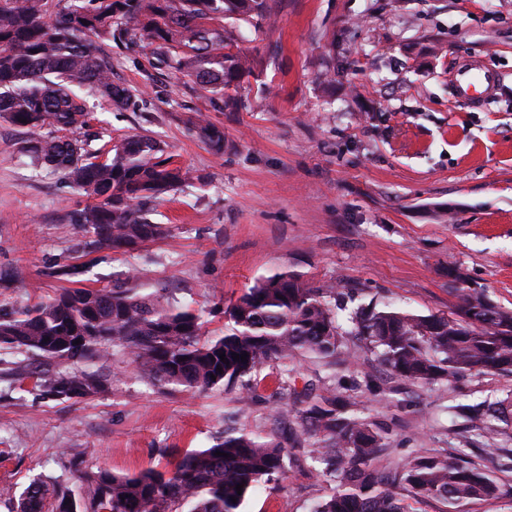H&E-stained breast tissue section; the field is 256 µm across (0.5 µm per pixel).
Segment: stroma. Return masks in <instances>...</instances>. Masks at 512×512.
Here are the masks:
<instances>
[{"label": "stroma", "instance_id": "35a3bbf8", "mask_svg": "<svg viewBox=\"0 0 512 512\" xmlns=\"http://www.w3.org/2000/svg\"><path fill=\"white\" fill-rule=\"evenodd\" d=\"M271 20L244 30L255 60L233 111L149 47L102 41L116 81L133 91L122 107L79 88L91 112L78 137L107 154L149 134L195 181L153 203L166 234L124 253H86L90 236L69 221L83 198L59 175L18 151L24 134L0 118V310L21 313L67 287L55 270L82 266L83 288H109L138 274L224 332V307L257 281L295 272L350 292L347 308L391 303L449 314L458 287L512 310V0H267ZM473 61L496 85L478 109L455 103L448 72ZM205 113L224 129L215 155L188 133ZM336 369L369 376L381 395L358 392L369 419L386 424L394 467L425 448H462L478 459L490 420L464 421L461 404L512 401V374H471L442 385L405 386L363 348ZM0 349V489L41 480L48 500L80 499L72 465L132 474L205 448L239 431L273 433L288 407L273 399L279 371L257 375L258 398L241 405L216 386L201 395L162 391L121 348L96 369L107 381L91 400L42 398L32 379L9 371ZM335 484L310 465L261 483L239 512H312Z\"/></svg>", "mask_w": 512, "mask_h": 512}]
</instances>
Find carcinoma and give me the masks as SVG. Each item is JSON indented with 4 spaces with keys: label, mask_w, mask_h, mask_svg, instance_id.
<instances>
[{
    "label": "carcinoma",
    "mask_w": 512,
    "mask_h": 512,
    "mask_svg": "<svg viewBox=\"0 0 512 512\" xmlns=\"http://www.w3.org/2000/svg\"><path fill=\"white\" fill-rule=\"evenodd\" d=\"M256 30L270 21L266 0H0V117L25 130L20 151L63 175L87 198L70 222L93 234L88 248L133 252L164 235L149 218L150 204L193 179L176 166L164 144L134 134L98 161L74 133L88 122L75 82L121 107L130 89L112 79L110 58L96 39L147 43L157 60L212 95L236 105L229 91L251 73L226 21ZM188 131L216 155L224 154V129L199 113ZM458 311L419 315L390 304L360 306L339 321L333 287H313L303 276L278 273L257 282L224 307V335L208 336L195 313L136 288H65L21 315L0 312V348L33 354L46 366L24 375L58 400L91 399L106 388L94 372L49 373L63 363H89L127 350L136 367L162 390L191 394L215 386L236 389L247 405L256 398L252 373L268 365L298 375L293 359H316L333 369L348 354L353 336L397 379L409 384L457 380L472 371L512 373V311L473 288L457 289ZM225 353V359L219 354ZM247 354L246 360L234 356ZM222 371H217V368ZM346 386L331 375L295 393L294 412L315 439L313 475L336 485L316 512H409L405 498L432 499L446 512L500 497V485L457 448L426 450L390 470L388 431L358 414ZM467 417L502 423L496 435L512 440V410L486 400L464 406ZM296 434H226L163 470L116 475L81 471L86 496H57L55 512H238L245 494L261 481L285 479ZM222 455H216V452ZM242 485L237 494L236 485ZM45 489L33 481L20 494L17 512H44Z\"/></svg>",
    "instance_id": "obj_1"
}]
</instances>
